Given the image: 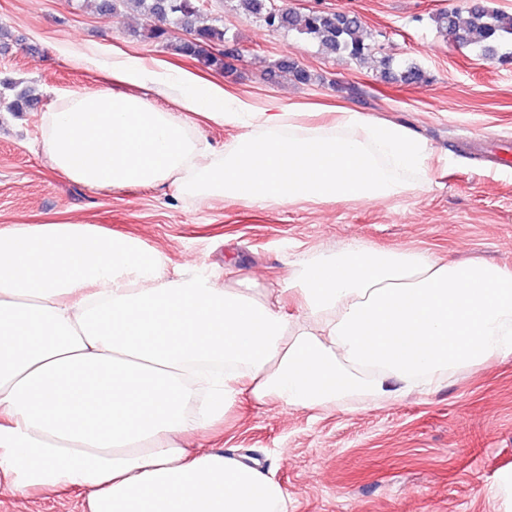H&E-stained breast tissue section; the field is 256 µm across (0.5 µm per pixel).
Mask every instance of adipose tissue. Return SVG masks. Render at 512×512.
<instances>
[{
	"instance_id": "ef3b65f1",
	"label": "adipose tissue",
	"mask_w": 512,
	"mask_h": 512,
	"mask_svg": "<svg viewBox=\"0 0 512 512\" xmlns=\"http://www.w3.org/2000/svg\"><path fill=\"white\" fill-rule=\"evenodd\" d=\"M92 90L42 117L52 171L92 191L177 182L253 207L381 201L428 182L432 153L407 126L340 108L302 126L195 73L136 57L89 59ZM139 94H129V87ZM175 93L158 108L147 91ZM240 127L207 155L188 121ZM132 236L54 220L0 228V492L79 489L82 512H288L279 485L185 433L240 395L294 409L384 404L512 353V271L352 243L317 252L250 294L198 271L167 278Z\"/></svg>"
}]
</instances>
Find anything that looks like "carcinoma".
Here are the masks:
<instances>
[{
	"label": "carcinoma",
	"instance_id": "1",
	"mask_svg": "<svg viewBox=\"0 0 512 512\" xmlns=\"http://www.w3.org/2000/svg\"><path fill=\"white\" fill-rule=\"evenodd\" d=\"M97 15L112 18L127 10L135 11L155 20L143 37L163 43L174 54L196 59L204 67L217 71L228 68L225 61L228 40L224 25L202 22L203 8L198 0H93ZM236 10L246 17L259 18L275 30H295L312 39L327 52L347 54L362 60L372 53L365 43L363 27L358 17L346 13L310 11L302 16L281 9L270 10V0H236ZM437 27L451 34L461 46L476 47L492 53L496 45L512 38V14L503 11L474 7L468 11V18L461 22L455 11L441 13L435 17ZM186 33L177 41L170 39L171 28ZM384 75L405 84L426 80L425 74L417 67L408 65L398 70L390 62L382 61ZM8 95L3 109L14 114L32 112L38 100L20 87V82L9 76L0 77V96Z\"/></svg>",
	"mask_w": 512,
	"mask_h": 512
}]
</instances>
